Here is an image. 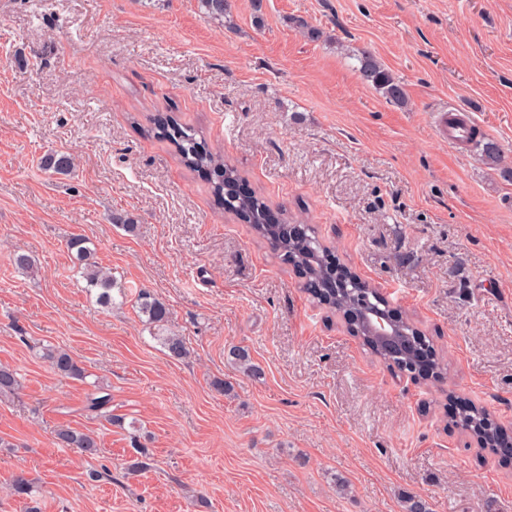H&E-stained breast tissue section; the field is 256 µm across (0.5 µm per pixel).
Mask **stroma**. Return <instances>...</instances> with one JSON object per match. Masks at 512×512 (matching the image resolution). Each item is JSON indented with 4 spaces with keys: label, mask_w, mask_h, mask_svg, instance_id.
Instances as JSON below:
<instances>
[{
    "label": "stroma",
    "mask_w": 512,
    "mask_h": 512,
    "mask_svg": "<svg viewBox=\"0 0 512 512\" xmlns=\"http://www.w3.org/2000/svg\"><path fill=\"white\" fill-rule=\"evenodd\" d=\"M228 9L221 22L199 0H0V363L23 384L0 398V512H403L404 492L432 512H512V461L451 420L460 401L512 433V0ZM365 51L404 103L363 77ZM461 107L479 140L438 135ZM159 113L410 315L447 380L390 369L313 302L217 209ZM54 150L69 174L41 170ZM75 236L124 286L111 306L75 268ZM142 289L168 309L162 328L139 315ZM163 334L189 356L170 358ZM46 345L108 387L115 423L84 412L87 382L58 376ZM62 425L98 435V454L58 446ZM135 436L148 466L131 475ZM18 474L34 498L11 493Z\"/></svg>",
    "instance_id": "stroma-1"
}]
</instances>
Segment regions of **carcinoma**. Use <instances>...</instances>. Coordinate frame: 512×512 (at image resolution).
Wrapping results in <instances>:
<instances>
[{
	"label": "carcinoma",
	"instance_id": "obj_1",
	"mask_svg": "<svg viewBox=\"0 0 512 512\" xmlns=\"http://www.w3.org/2000/svg\"><path fill=\"white\" fill-rule=\"evenodd\" d=\"M205 14L216 20H224L228 12V0H200ZM361 71L364 77L383 92L385 97L400 102L405 98L401 84L392 76L384 65L370 52H363L360 58ZM155 124L162 137L168 139L183 162L190 170L205 176L212 184V191L217 203L227 212L234 213L238 219L251 225L254 233L265 240L277 255L286 260L292 259L296 267L302 269L306 281L303 290L313 299H323V289L328 282V272L325 259L327 251L314 250L306 238L293 241L286 235L276 234L263 223L268 210V204L256 193L233 196L227 192L228 184L241 179L238 169L224 161L220 154L200 148L201 142L192 130L180 124L174 117L160 115L155 118ZM43 168L56 174L66 175L72 169V158L69 154L51 151L42 158ZM68 249L76 251V260L80 263V273L86 281L87 287L98 289V300L109 304L112 301L111 291L117 286L112 274L103 270L92 258V253L85 246V239L74 237L68 242ZM137 308L145 322L149 325L159 326L167 321L168 309L150 292L142 290L138 294ZM160 341L173 359H183L188 354L184 338L181 336H162ZM43 357L48 360L52 368L63 378L83 381L87 378L86 369L70 354L60 347L43 349ZM21 388V382L15 369L0 364V396H16ZM111 394L100 382L91 384L87 393L85 409L94 414H100L108 421H114L112 414L108 413ZM453 422L469 435L478 438L487 444V449L493 452L507 453L509 449L498 448L491 444L497 432V423L483 408L470 405ZM56 443L65 448H74L81 453L94 455L97 453L99 443L97 436L68 425H63L54 431Z\"/></svg>",
	"mask_w": 512,
	"mask_h": 512
}]
</instances>
